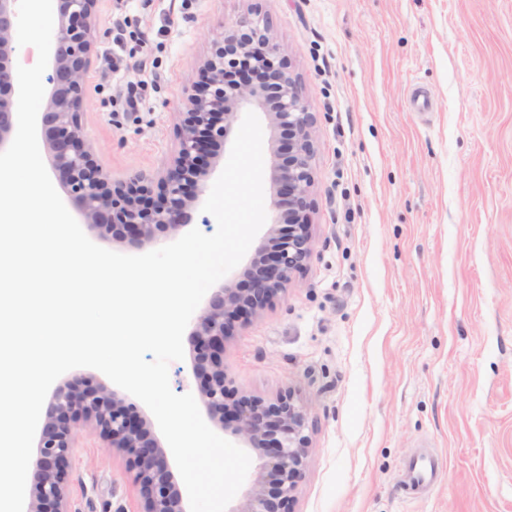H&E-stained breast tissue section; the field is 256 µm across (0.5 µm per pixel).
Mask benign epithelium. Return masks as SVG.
<instances>
[{
    "label": "benign epithelium",
    "instance_id": "obj_1",
    "mask_svg": "<svg viewBox=\"0 0 512 512\" xmlns=\"http://www.w3.org/2000/svg\"><path fill=\"white\" fill-rule=\"evenodd\" d=\"M98 2L58 0L49 104L40 113L53 170L88 230L100 237L110 233L134 250L158 244L161 235H179L191 223L190 208L205 193L218 148L240 111L256 108L270 118L272 159L266 178L272 190L271 222L240 274L213 289L191 323L189 341L207 417L257 459L243 501L229 512H289L308 457L307 414L291 392L269 403L239 394L224 366V349L236 324L262 315L311 257L315 116L287 59L271 42L270 23L244 17L238 26L251 40L240 42L237 32L225 30L214 41L198 82L186 92L178 147L166 166L111 181L80 120L84 77L96 49ZM16 40L17 0H0V151L16 134ZM228 45L255 72L253 79L229 82ZM80 430L126 456L141 487L140 512H188L170 451L151 436L148 420L122 392L103 382L92 386L81 377L52 392L31 463L28 512H72L66 477Z\"/></svg>",
    "mask_w": 512,
    "mask_h": 512
}]
</instances>
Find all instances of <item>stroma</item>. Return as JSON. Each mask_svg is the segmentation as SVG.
<instances>
[{
	"instance_id": "obj_1",
	"label": "stroma",
	"mask_w": 512,
	"mask_h": 512,
	"mask_svg": "<svg viewBox=\"0 0 512 512\" xmlns=\"http://www.w3.org/2000/svg\"><path fill=\"white\" fill-rule=\"evenodd\" d=\"M253 11L316 118L314 243L224 363L307 411L292 512H512V0H101L81 112L112 180L164 166L213 40ZM77 442L72 512H139L125 458ZM436 465L428 459H416L409 463L406 471V483L411 487H422L432 482Z\"/></svg>"
}]
</instances>
